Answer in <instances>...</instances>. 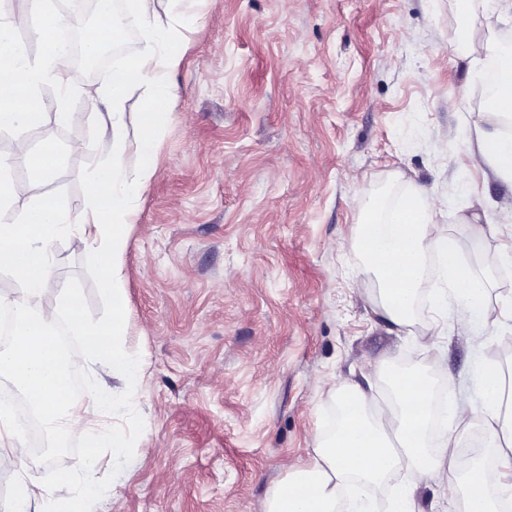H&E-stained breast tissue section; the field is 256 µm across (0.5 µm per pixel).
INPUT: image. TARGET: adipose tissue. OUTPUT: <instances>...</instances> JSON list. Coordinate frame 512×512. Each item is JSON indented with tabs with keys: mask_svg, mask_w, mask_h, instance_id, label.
Listing matches in <instances>:
<instances>
[{
	"mask_svg": "<svg viewBox=\"0 0 512 512\" xmlns=\"http://www.w3.org/2000/svg\"><path fill=\"white\" fill-rule=\"evenodd\" d=\"M143 24V47L122 71L112 76V162L95 169L86 179L88 204L79 215L65 209L47 190L53 175L56 150L44 145L33 151L24 139H16L12 152L0 155V215L11 207L12 170H28L29 207L14 222L0 224V269L17 275L22 298L9 347L0 351V375L8 377L26 394L40 420L60 436L88 433L86 460L95 463L102 444L112 448V465L119 470L134 466L127 438L119 433L91 434L88 410L70 399L67 377L72 370L100 366L108 375L134 381L142 369L140 360L124 351L126 312L121 288L125 226L131 223L130 199L142 190L156 171L157 148L167 122L166 103L171 99L169 79L183 59L180 30L163 23L156 0H134ZM60 17L42 13L33 19L20 12L0 22V90L17 92L13 103L0 101V130L30 124L43 116L38 87L55 83L60 91L68 84L61 68L64 44L54 31ZM21 30L31 31L43 46L30 56L15 40ZM149 86L161 101L160 109L147 115V132L137 144L141 159L135 171H127V149L122 135L123 103L133 84ZM498 84L503 93L489 115L466 120L464 133L476 167L489 169L502 182L512 185V135L498 131L504 118L512 116V55L502 56ZM365 218L358 228L355 248L377 278L379 309L397 328L412 323L414 303L426 281V259L438 250L448 271L451 299H440L439 317L428 323L423 337L440 348L449 323V312L460 316L465 331L479 335L499 323L501 310L493 306L490 292L501 263L508 254L481 252L479 268L461 261L454 237L436 234L423 201L397 208L389 223H378L369 202H362ZM81 228L95 254L107 257L111 272L105 285L112 298V321L100 326L88 323L81 313L78 294L61 288L57 304L46 305L42 295L54 275L48 245L71 226ZM69 316L74 332L81 336L78 353L62 356L51 332L61 316ZM394 395L390 415L372 411L363 389L338 383L333 391L341 417L335 432L318 441L311 462L294 468L274 493L268 512H345L349 503L367 507L372 490L394 472L413 470L429 479L459 478L457 459L461 448L456 439L440 436L431 441L433 394L424 378L412 371L389 377ZM487 422V445L497 451V466L483 476L481 494L464 498L463 512H498L497 504L512 499V484L504 483L512 470V454L501 451L502 441H512V404L506 403V381L501 370H483L477 382ZM97 489L93 480L65 498L54 496L40 481L23 477L15 486L8 512H30L41 503L45 512H89Z\"/></svg>",
	"mask_w": 512,
	"mask_h": 512,
	"instance_id": "obj_1",
	"label": "adipose tissue"
}]
</instances>
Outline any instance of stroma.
<instances>
[{
    "label": "stroma",
    "mask_w": 512,
    "mask_h": 512,
    "mask_svg": "<svg viewBox=\"0 0 512 512\" xmlns=\"http://www.w3.org/2000/svg\"><path fill=\"white\" fill-rule=\"evenodd\" d=\"M158 13L176 16L185 52L156 173L126 228L124 348L144 370L132 384L110 380L117 404L92 416L128 437L138 464L116 473L101 448L89 472L84 435L62 453L45 434L22 468L60 497L89 476L103 490L119 481V498L99 496L94 512H265L316 437L336 428L330 379L359 383L383 408L387 375L408 358L434 388L473 405L478 370L512 362V331L454 328L432 370L422 334L443 286L437 255L413 323L397 331L378 315V283L353 248L359 199L385 222L420 187L463 261L474 259L463 213L488 215L485 250L512 249V216L491 208L512 186L474 168L460 139L466 117L487 108L486 61L512 51V11L478 14L488 42L468 57L456 49L464 20L454 0H198L186 10L160 0ZM69 79L64 103L55 84L40 85L47 120L0 131V153L19 137L53 143L61 155L49 190L79 211L87 171L112 156L92 121L112 74ZM61 105L69 122L54 118ZM76 139L87 151L66 153ZM50 249L44 302L67 285L87 321L109 324L108 261L76 230ZM365 360L385 375L362 369ZM401 482L415 484L419 512L464 499L463 488L404 469L376 489L381 512Z\"/></svg>",
    "instance_id": "1"
}]
</instances>
